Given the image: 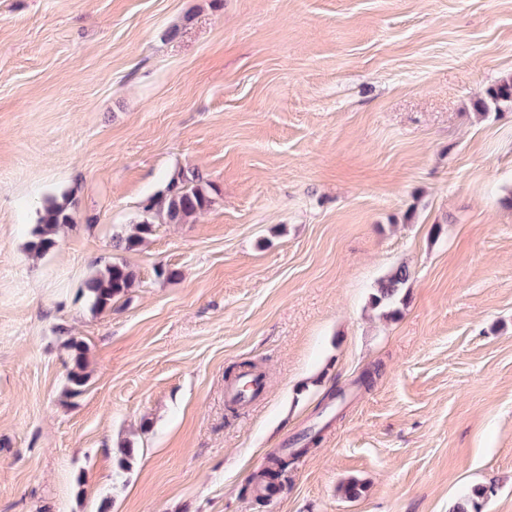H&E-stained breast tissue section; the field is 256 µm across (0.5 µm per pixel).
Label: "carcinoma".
Listing matches in <instances>:
<instances>
[{
  "label": "carcinoma",
  "instance_id": "1",
  "mask_svg": "<svg viewBox=\"0 0 512 512\" xmlns=\"http://www.w3.org/2000/svg\"><path fill=\"white\" fill-rule=\"evenodd\" d=\"M503 107H512V75L499 79L486 91V97L476 102L480 115L484 116L492 109L497 111ZM208 187L199 171L180 169L170 177L164 190L147 198L142 204V220L134 231L126 235L113 237V247L126 252L136 250L146 235L152 231V224H183L196 214L207 210L212 204ZM75 203L70 199L61 202L52 201L45 208L34 231V240L30 242V250L42 256L57 244V233L61 226L73 223L72 209ZM411 272L401 265L382 280L375 293L371 296V306L383 310L386 315L397 313L395 305L400 298L403 286L409 281ZM137 280L136 271L125 262H112L104 272L92 277L85 288L92 298L93 305L102 310L112 301L125 295ZM70 351L71 367L68 371L70 393L78 395L87 383L86 346L83 342L71 339L67 343ZM308 452V448H280L266 456L264 466L254 472L249 484L254 487L271 488L275 481L282 479L293 460ZM492 488L479 487L472 494L463 497L453 512H480L479 500L487 496Z\"/></svg>",
  "mask_w": 512,
  "mask_h": 512
}]
</instances>
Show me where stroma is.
<instances>
[{
  "label": "stroma",
  "instance_id": "stroma-1",
  "mask_svg": "<svg viewBox=\"0 0 512 512\" xmlns=\"http://www.w3.org/2000/svg\"><path fill=\"white\" fill-rule=\"evenodd\" d=\"M511 73L512 0H0V512H451L481 486L512 512V109L473 107ZM177 168L212 205L92 309ZM244 360L266 392L232 411ZM312 429L257 505L250 474ZM73 200L64 198L63 202L51 201L45 208L30 242V250L35 255L42 256L52 250L57 244V233L61 226L73 223ZM137 280L136 271L125 262H112L104 272L88 280L85 288L93 305L102 310L125 295ZM410 277L411 272L407 266L401 265L394 269L379 283L375 293L372 294L371 306L383 310L386 315H395L398 309H395L394 306L397 302L404 301L403 298H400V294ZM70 351L71 367L68 371V381L71 395H79L87 383L88 375L86 369V346L83 342L70 339L67 343Z\"/></svg>",
  "mask_w": 512,
  "mask_h": 512
}]
</instances>
